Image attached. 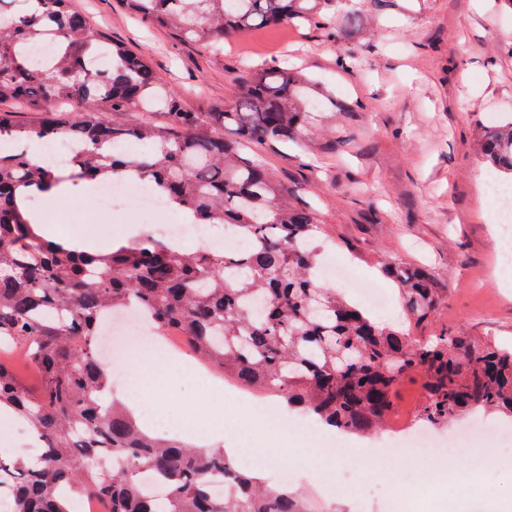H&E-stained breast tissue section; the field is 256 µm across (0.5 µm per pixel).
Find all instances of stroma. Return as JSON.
Listing matches in <instances>:
<instances>
[{
    "label": "stroma",
    "instance_id": "obj_1",
    "mask_svg": "<svg viewBox=\"0 0 512 512\" xmlns=\"http://www.w3.org/2000/svg\"><path fill=\"white\" fill-rule=\"evenodd\" d=\"M113 42L145 58L183 106L195 112L232 98L236 80L271 65L294 68L332 94L335 105L307 150L258 146L255 156L320 219L327 262L354 267L372 288H391L388 258L428 268L439 298L417 336L455 334L512 346V282L498 254V213L478 183L488 173L480 137L512 121V0H335L325 26L306 23L228 38L223 53L183 43L134 19L120 0H74ZM169 400L156 422L166 425L189 405L207 416L205 392L175 369L163 371ZM297 437L305 460L291 484L307 512H391L385 497L410 493L411 470L430 476L433 461L377 450L386 435L338 434L346 454L333 464L323 439L309 430L274 428ZM471 455L448 457L452 481L433 512H481L482 497L512 512V472L496 471L481 493L459 497L456 477L468 476ZM334 478L339 493L321 484Z\"/></svg>",
    "mask_w": 512,
    "mask_h": 512
}]
</instances>
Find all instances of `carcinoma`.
Masks as SVG:
<instances>
[{"label": "carcinoma", "mask_w": 512, "mask_h": 512, "mask_svg": "<svg viewBox=\"0 0 512 512\" xmlns=\"http://www.w3.org/2000/svg\"><path fill=\"white\" fill-rule=\"evenodd\" d=\"M332 0H123L136 17L184 43L214 51L224 39L294 20L321 23ZM51 40L46 66L30 49ZM106 51L110 66L89 61ZM316 84L277 65L238 79L237 93L207 112H190L150 64L112 42L72 0H26L0 27V104L29 103L22 122L0 111V139L81 140L62 176L24 151L0 150V349L24 350L39 372L28 391L0 361V410L35 430L37 462L0 460V490L12 512H69L75 493L107 498L111 512H303L285 488L264 487L223 450L155 437L103 396L107 377L96 340L112 312L134 306L159 333L177 331L213 371L349 433L381 427L401 381L424 375L423 420L440 424L480 411L512 416V351L467 336L421 339L374 322L320 283L315 210L297 201L257 159L253 145L312 135L314 112L332 100ZM159 111L167 122L121 124L114 112ZM232 131L233 138L224 137ZM131 141L149 145L136 156ZM481 152L512 175V123L485 130ZM147 177L191 223L229 224L239 245L185 250L147 236L105 252L36 233L21 211L75 186ZM386 273L419 324L436 304L432 274L395 259ZM122 465L109 468L108 458ZM150 472L165 480L164 504L142 489ZM224 481L222 496L212 490Z\"/></svg>", "instance_id": "carcinoma-1"}]
</instances>
